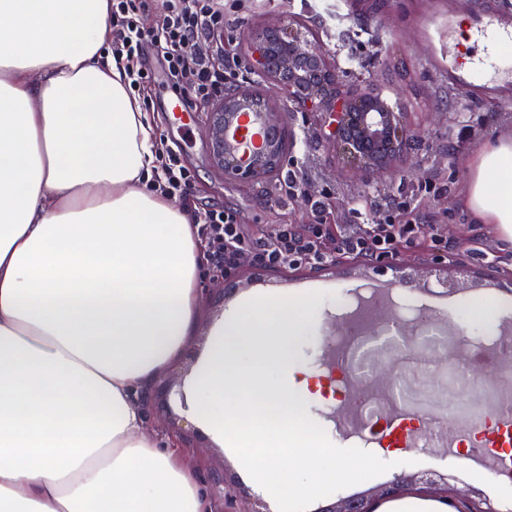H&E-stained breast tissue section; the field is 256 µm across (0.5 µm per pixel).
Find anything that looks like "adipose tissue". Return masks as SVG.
I'll list each match as a JSON object with an SVG mask.
<instances>
[{"label": "adipose tissue", "instance_id": "obj_1", "mask_svg": "<svg viewBox=\"0 0 512 512\" xmlns=\"http://www.w3.org/2000/svg\"><path fill=\"white\" fill-rule=\"evenodd\" d=\"M109 0H0V512H214L140 392L194 333L197 229L106 51ZM469 209L512 240V138Z\"/></svg>", "mask_w": 512, "mask_h": 512}]
</instances>
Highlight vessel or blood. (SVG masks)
<instances>
[{"instance_id": "b4317fda", "label": "vessel or blood", "mask_w": 512, "mask_h": 512, "mask_svg": "<svg viewBox=\"0 0 512 512\" xmlns=\"http://www.w3.org/2000/svg\"><path fill=\"white\" fill-rule=\"evenodd\" d=\"M426 44L427 61L449 92L472 103H512V8L498 0H408ZM358 291L348 312L347 339L365 335L367 323L376 332L407 333L390 315L392 280L353 279ZM512 336L499 337L486 360L497 369L498 390L480 387L459 410L435 400L432 379L421 377L411 350L396 358L403 377L402 394H395L385 376L355 377L346 349L331 344L325 351L336 362V387L351 394L350 402L334 410L336 437L360 447L469 449V465L477 470L503 471L512 447V369L501 370Z\"/></svg>"}]
</instances>
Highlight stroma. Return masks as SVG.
Returning a JSON list of instances; mask_svg holds the SVG:
<instances>
[{"label":"stroma","instance_id":"stroma-1","mask_svg":"<svg viewBox=\"0 0 512 512\" xmlns=\"http://www.w3.org/2000/svg\"><path fill=\"white\" fill-rule=\"evenodd\" d=\"M374 2L378 18L359 14L338 20L336 0H244L241 9L224 22L222 54L239 62L234 85H252L257 81L247 62V37L252 31L288 17L311 32L346 80L373 85L388 102H400L405 124L418 133L414 149L385 172L357 171L326 144L321 113L299 111L283 100L279 108L286 118L288 150L280 167L262 181L229 183L212 160L205 130L207 109L196 108L188 127L182 129L172 123L166 108L169 83H151L144 96L158 144L178 149L195 175L186 198L193 215L236 209L258 237L282 224L310 223L306 193L285 192L283 181L289 174L305 182L306 192L322 197L339 235L368 230L387 215L396 199L406 201L419 214L439 215L437 231L446 250L407 247L392 257L405 273L394 292L393 313L407 321L416 335L421 329L419 318L433 299L417 293L415 285L426 278L430 265H439L442 275L491 297L499 291L512 292V244L503 241L497 225L466 208L470 171L478 157L497 137L512 136V105H472L462 95L449 93L426 64L424 46L403 0ZM375 273L374 258L350 254L338 241L317 265L269 269L246 259L237 274L219 281L202 271L194 336L183 356L149 386L144 398L145 427L183 449L207 485L217 512H275L277 505L270 495L256 490L231 450L218 445L189 416L186 381L206 354L213 326L260 290L275 296L313 282L335 285L340 278ZM354 294V289L337 288L335 294L323 295L312 313L311 331L300 339L294 353L298 376L312 390L305 409L328 430L333 424L324 417L317 359L325 336L333 330L331 316H343ZM448 307L452 322L469 331L461 341L465 348L492 341L512 322V305H502L491 327L472 323L470 307L462 297L451 298ZM375 454L392 462V469L342 489V496L370 494L398 479L417 484L428 476L467 486L472 496L490 498L500 512H512V485L492 481L489 472L472 470L463 454L451 456L439 448H379Z\"/></svg>","mask_w":512,"mask_h":512}]
</instances>
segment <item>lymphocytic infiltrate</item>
I'll return each instance as SVG.
<instances>
[{
    "mask_svg": "<svg viewBox=\"0 0 512 512\" xmlns=\"http://www.w3.org/2000/svg\"><path fill=\"white\" fill-rule=\"evenodd\" d=\"M162 4L155 26L148 29L142 20L150 10V0H111L112 39L108 50L123 66L132 88L138 90L151 82L140 57L145 44H153L164 57L172 88L187 100L210 105L223 96L236 71L232 64L217 65L210 48L222 41L224 16L238 9V0H162ZM192 179L190 169L176 152H158L151 183L156 192L170 199L186 198ZM310 210V224L299 228L279 226L263 241L245 228L235 210L203 212L198 222L210 270L234 275L247 256L257 265L273 269L319 262L327 255L326 243L332 233L324 228L328 212L320 198H311ZM400 215L399 221L387 218L369 232L345 236V248L358 256L379 258L394 254L401 244L436 239L433 221L405 209Z\"/></svg>",
    "mask_w": 512,
    "mask_h": 512,
    "instance_id": "lymphocytic-infiltrate-1",
    "label": "lymphocytic infiltrate"
}]
</instances>
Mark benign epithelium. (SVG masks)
Instances as JSON below:
<instances>
[{
    "label": "benign epithelium",
    "instance_id": "benign-epithelium-1",
    "mask_svg": "<svg viewBox=\"0 0 512 512\" xmlns=\"http://www.w3.org/2000/svg\"><path fill=\"white\" fill-rule=\"evenodd\" d=\"M249 69L303 112L324 115L326 142L361 172L391 166L412 149L415 135L399 108L348 85L326 51L288 18L251 34ZM207 135L215 166L234 183H251L282 163L284 120L276 104L239 87L212 107ZM368 497L340 498L318 512H374Z\"/></svg>",
    "mask_w": 512,
    "mask_h": 512
}]
</instances>
